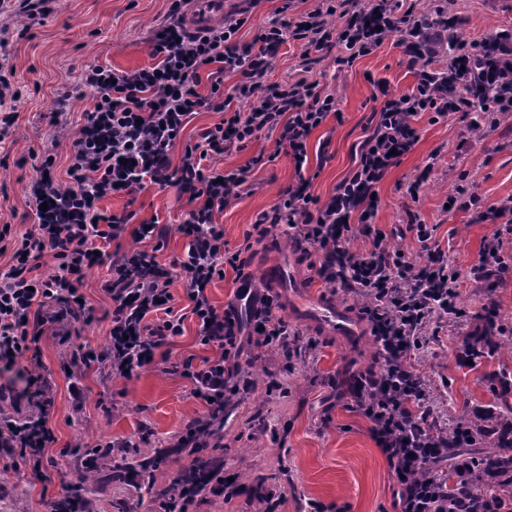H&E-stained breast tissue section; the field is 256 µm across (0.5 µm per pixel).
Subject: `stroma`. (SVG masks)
<instances>
[{"instance_id":"1","label":"stroma","mask_w":512,"mask_h":512,"mask_svg":"<svg viewBox=\"0 0 512 512\" xmlns=\"http://www.w3.org/2000/svg\"><path fill=\"white\" fill-rule=\"evenodd\" d=\"M168 7V0H60L54 14L29 28L23 17L0 5V37L9 38V63L22 90L16 122L0 142V188L5 191L0 225L33 223L27 189L36 159L47 153L65 158L76 124L90 108L86 98L58 101L59 89L77 84L82 71L95 65L115 70L148 65L146 37L165 21ZM447 8L461 20L455 36L467 44L512 28V0H447ZM299 54L298 45H284L272 79L319 82L336 94L342 113L341 118H328L308 142L309 163L318 170L312 192L324 200L353 170L362 141L377 123L376 81L405 93L415 77L393 37L342 67L330 57L304 67ZM52 112L61 113L60 125L49 122ZM416 126L417 144L378 187L381 206L375 222L390 232L391 246L421 262L425 255L405 230L408 214H415L418 222L434 226V238L449 264L465 274L459 292L463 317L431 324L434 339L415 360L433 388L429 423L440 432L463 414L484 427L498 428L512 423V393L502 397L496 391L502 377L512 378V344L473 366L460 365L456 351L475 328V313L492 307L500 322L512 321V279L470 277L497 220L491 215L476 220L473 211L453 198L464 190L477 193L488 207L512 201V119L483 123L477 131L456 117L436 124L423 118ZM427 165L431 175L417 199H410L406 188ZM294 182L293 165L284 154L252 171L249 191L217 218L229 246L241 244L258 215ZM101 207L116 215L132 213L136 225L158 220L161 238L140 243L126 231L120 238L123 249L152 252L163 264L182 252L177 226L187 205L176 188L150 185L135 201L114 196L104 199ZM110 277L104 266L87 273L81 292L94 318L71 326L77 342L98 349L106 345L112 301L102 286ZM292 296L289 287L279 295L281 315L301 331L291 356L245 348L249 384L224 409L220 453L227 473L237 474L238 485L226 497L198 498L189 512H262L260 495L265 491L281 495L278 512H307L314 501L343 505L346 512H397L394 474L369 432V421L355 411L346 392L350 373L379 368L376 346L368 333L344 336L310 323ZM40 348L41 371L54 400L50 425L55 440L44 453L46 477L9 471L12 494L0 500V512H46L59 490L57 465L78 472L88 449L105 446L111 463L82 490L86 512H157V496L186 461L172 447L188 421L206 411L193 397L189 381L171 368L190 356H212V349L199 343L195 322L186 321L183 336L169 345L166 360L128 380L112 377L105 362L72 370L70 346L53 333L42 336ZM27 366L23 358L11 367L0 366V414L15 419L31 414V406L19 398ZM273 378L284 383L286 394L269 392ZM145 450L167 457L147 482L132 473Z\"/></svg>"}]
</instances>
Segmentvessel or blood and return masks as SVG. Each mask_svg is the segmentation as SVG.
Segmentation results:
<instances>
[{"instance_id": "obj_1", "label": "vessel or blood", "mask_w": 512, "mask_h": 512, "mask_svg": "<svg viewBox=\"0 0 512 512\" xmlns=\"http://www.w3.org/2000/svg\"><path fill=\"white\" fill-rule=\"evenodd\" d=\"M195 10L192 15L195 29L206 27L214 13L223 11L222 0H193ZM264 282L276 285L284 280H291L297 290L296 305L310 320L335 329L337 333L353 336L358 332L356 321L345 310L338 308L334 302L316 300L302 291V283L295 277L293 264L290 260H282L266 265L262 272Z\"/></svg>"}]
</instances>
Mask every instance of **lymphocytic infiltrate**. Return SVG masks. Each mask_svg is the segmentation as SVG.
<instances>
[{
    "label": "lymphocytic infiltrate",
    "mask_w": 512,
    "mask_h": 512,
    "mask_svg": "<svg viewBox=\"0 0 512 512\" xmlns=\"http://www.w3.org/2000/svg\"><path fill=\"white\" fill-rule=\"evenodd\" d=\"M187 2L170 0L165 22L151 28V64L125 72L95 66L84 73L92 107L76 127L65 171H58L55 154L44 155L28 191L34 224L18 234L11 225L0 226V253L7 237L17 242L12 265L0 271V361L39 359V342L51 330L72 343L74 365L86 367L103 358L113 376H134L152 364L156 349L183 334L186 319H193L199 343L216 354L198 365L189 358L181 364L182 377L191 381L194 396L206 401L207 411L192 418L177 439L179 452L190 459L178 477L185 500L223 494V457H204L200 450L217 436L227 401L246 385L243 348L284 353L299 331L280 315L277 296L265 287L248 295L237 292L235 302L222 310L211 303L208 289L226 271L238 281L249 280L246 255L253 248L248 237L229 248L216 218L240 197L250 171L273 161L275 153H286L296 183L259 215L254 228L262 235L282 230L310 257L309 267L320 279L343 298L358 301L384 368L377 375L353 373L350 393L394 470L399 512H449L448 485L436 467L448 441L425 422L431 390L413 360L429 348L430 323L459 318L451 304L463 276L433 244L428 225L413 227L428 253L426 264L390 249L374 222L380 206L375 191L417 143L418 118L437 123L460 112L486 119L512 112V33L459 46L455 66L440 69L433 65L434 48L455 26L441 8L426 13L408 0H317L311 11L296 15L294 0H283L277 18L242 47L236 34L244 18L191 33L183 26ZM334 15L340 25L331 24ZM390 36L397 37L416 83L397 95L377 81L382 101L376 127L361 143L354 169L328 199H320L311 192L307 144L329 116L339 115V103L318 82L272 80L281 48L291 40L300 45L304 63L332 54L344 66L373 53ZM204 82L205 94L199 90ZM242 100L248 101V111L237 109ZM204 109L218 112L220 121L196 142H184L190 119ZM265 133L276 134L275 153H257L235 169L214 166V159L246 150ZM179 143L184 149L175 163L170 153ZM149 184L177 187L189 205L179 226L184 252L166 265L143 250L111 251L129 218L100 206L112 196L136 198ZM496 214L502 223L470 270L477 279L512 277V254L503 249L505 234L512 233V207H497ZM359 236L369 247L351 252L349 245ZM102 265L112 272L104 285L112 312L110 344L98 352L73 344L65 324L91 320L92 309L81 302L79 288L86 273ZM177 274L188 300L183 310L176 308L170 290ZM241 300L249 308L245 320L237 308ZM27 386L26 399L36 414L23 422L0 420V447L40 479L43 451L53 440L54 401L42 374H28Z\"/></svg>",
    "instance_id": "obj_1"
}]
</instances>
